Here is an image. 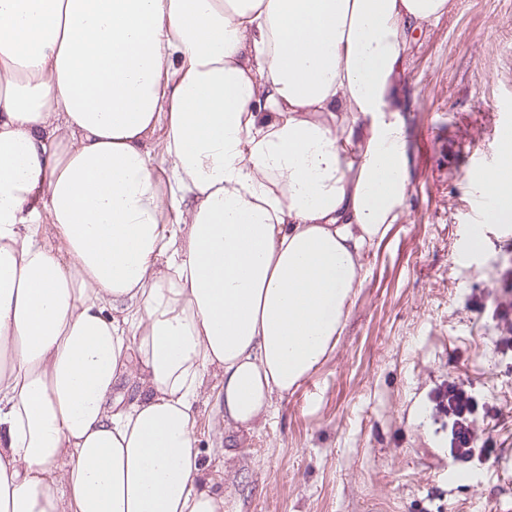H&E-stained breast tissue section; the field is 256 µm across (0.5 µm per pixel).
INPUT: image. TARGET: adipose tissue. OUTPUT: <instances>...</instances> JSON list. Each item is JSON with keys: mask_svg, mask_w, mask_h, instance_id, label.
<instances>
[{"mask_svg": "<svg viewBox=\"0 0 512 512\" xmlns=\"http://www.w3.org/2000/svg\"><path fill=\"white\" fill-rule=\"evenodd\" d=\"M446 2L0 0V512H224L193 402L250 428L335 346Z\"/></svg>", "mask_w": 512, "mask_h": 512, "instance_id": "obj_1", "label": "adipose tissue"}]
</instances>
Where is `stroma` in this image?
<instances>
[{"instance_id": "obj_1", "label": "stroma", "mask_w": 512, "mask_h": 512, "mask_svg": "<svg viewBox=\"0 0 512 512\" xmlns=\"http://www.w3.org/2000/svg\"><path fill=\"white\" fill-rule=\"evenodd\" d=\"M512 0H447L412 39L399 112L409 188L402 217L360 257L366 271L336 345L250 429L214 433L215 377L195 405L204 490L226 512H512V357L497 342L512 305V221L486 220L466 246V143L493 156L512 113ZM497 69L481 66L489 52ZM446 144L429 153L427 133ZM456 384L484 409L475 429L493 452L468 482L448 481V420L434 399Z\"/></svg>"}]
</instances>
